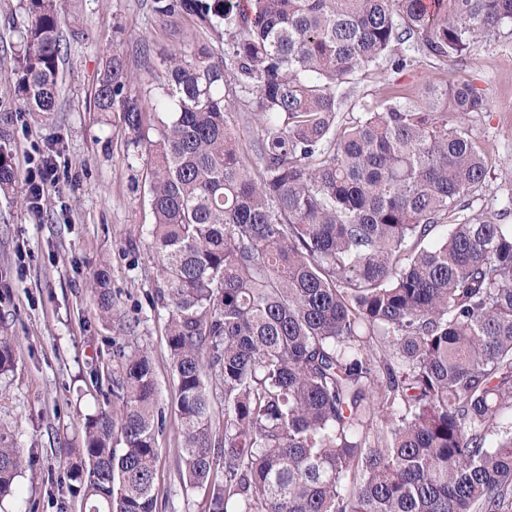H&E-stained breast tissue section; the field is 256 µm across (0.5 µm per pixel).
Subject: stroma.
Instances as JSON below:
<instances>
[{"instance_id":"35a3bbf8","label":"stroma","mask_w":512,"mask_h":512,"mask_svg":"<svg viewBox=\"0 0 512 512\" xmlns=\"http://www.w3.org/2000/svg\"><path fill=\"white\" fill-rule=\"evenodd\" d=\"M153 0H62L64 53L58 105L50 116L20 112L13 95L18 32L28 23L25 0H0V130L17 173L15 190L0 195V327L16 338L14 366L0 374V430L22 448L25 466L5 512H80L72 494L71 449L81 447L85 417L106 397L93 370L116 372L123 352L150 353L166 417L158 437L156 512H204V493L179 478L180 427L165 326L154 305L158 257L148 230V154L131 143L119 113L98 112L93 94L112 54L133 77L131 94L147 89L168 53L190 50L203 32L188 16L160 19ZM397 53L411 67L388 63L357 76L338 114L360 117L387 94L419 99L426 85L452 79L472 84L486 109L467 125L489 161L470 214L490 217L512 197V28L471 45L462 57L433 59L412 43ZM52 156L59 183L44 192L40 214L20 203L32 163ZM109 274L112 299L135 320L119 332L103 320L90 292L96 268Z\"/></svg>"}]
</instances>
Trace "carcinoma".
<instances>
[{
	"instance_id": "1",
	"label": "carcinoma",
	"mask_w": 512,
	"mask_h": 512,
	"mask_svg": "<svg viewBox=\"0 0 512 512\" xmlns=\"http://www.w3.org/2000/svg\"><path fill=\"white\" fill-rule=\"evenodd\" d=\"M227 35L127 92L112 56L93 106L150 154V231L168 310L180 479L205 512H506L512 499V224L465 213L487 157L465 125L472 85L432 82L338 127L340 88L410 39L458 57L512 26V0H154ZM15 94L55 111L60 0H27ZM242 93L265 135L252 169L232 120ZM16 173L0 150V191ZM22 204L41 210L39 181ZM91 288L125 328L106 273ZM15 337L0 332V373ZM224 390L213 440L207 378ZM158 384L124 357L112 409L73 449L81 512H156ZM24 457L0 434V498Z\"/></svg>"
}]
</instances>
